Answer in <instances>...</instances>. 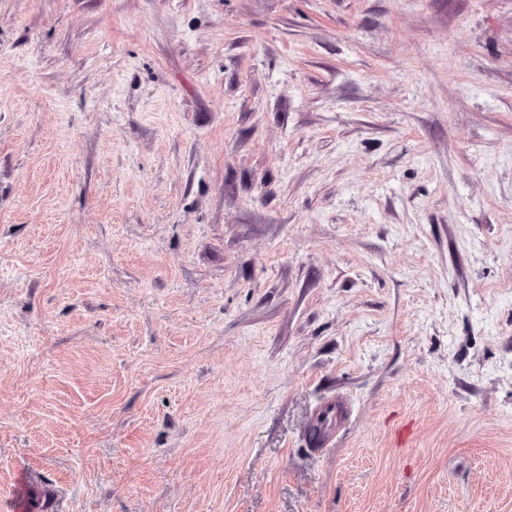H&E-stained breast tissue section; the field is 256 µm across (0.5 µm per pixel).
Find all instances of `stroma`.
Masks as SVG:
<instances>
[{"label":"stroma","instance_id":"1","mask_svg":"<svg viewBox=\"0 0 512 512\" xmlns=\"http://www.w3.org/2000/svg\"><path fill=\"white\" fill-rule=\"evenodd\" d=\"M23 471L62 512H512V0H0ZM336 408V417L328 416L324 418L326 411L330 408ZM322 418L321 426L323 432V440L327 443L332 437L335 429L337 430L348 418V410L345 403L341 400H330L322 403L316 411V420Z\"/></svg>","mask_w":512,"mask_h":512}]
</instances>
